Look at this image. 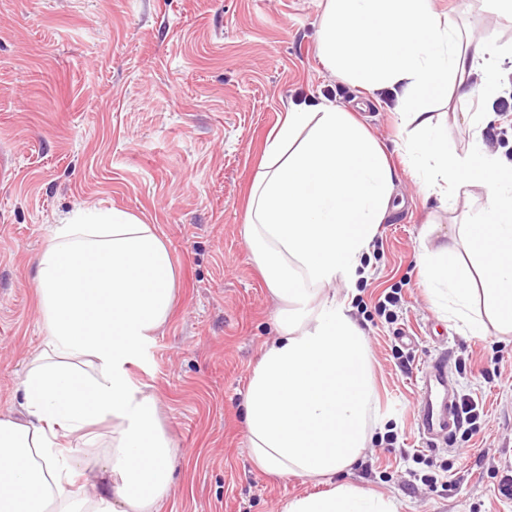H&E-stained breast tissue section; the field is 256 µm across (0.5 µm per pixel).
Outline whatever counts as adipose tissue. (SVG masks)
<instances>
[{
  "mask_svg": "<svg viewBox=\"0 0 512 512\" xmlns=\"http://www.w3.org/2000/svg\"><path fill=\"white\" fill-rule=\"evenodd\" d=\"M431 0H327L320 57L373 94L395 91L413 128L404 149L427 192L452 203L468 189L487 204L420 257L445 318L482 336L473 302L512 333V165L483 139L449 149L433 100L483 73L494 93L512 51L462 38ZM395 176L366 127L332 105L289 107L269 134L250 191L244 239L279 302L244 401L255 464L322 477L360 461L375 386L364 331L348 299L322 297L358 279L390 208ZM44 336L17 387L22 418L0 419V512H158L174 488L178 450L157 400L127 366L167 323L177 276L154 225L121 208L58 220L36 262ZM283 512H396L391 498L347 482L297 496Z\"/></svg>",
  "mask_w": 512,
  "mask_h": 512,
  "instance_id": "1",
  "label": "adipose tissue"
}]
</instances>
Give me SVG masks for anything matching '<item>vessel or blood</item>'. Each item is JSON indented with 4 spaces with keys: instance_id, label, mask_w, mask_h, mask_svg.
<instances>
[{
    "instance_id": "vessel-or-blood-1",
    "label": "vessel or blood",
    "mask_w": 512,
    "mask_h": 512,
    "mask_svg": "<svg viewBox=\"0 0 512 512\" xmlns=\"http://www.w3.org/2000/svg\"><path fill=\"white\" fill-rule=\"evenodd\" d=\"M418 386L416 424L423 438L432 443L456 429L459 421L458 400L448 385L444 359H435L422 369Z\"/></svg>"
}]
</instances>
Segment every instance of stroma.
Instances as JSON below:
<instances>
[{
    "mask_svg": "<svg viewBox=\"0 0 512 512\" xmlns=\"http://www.w3.org/2000/svg\"><path fill=\"white\" fill-rule=\"evenodd\" d=\"M325 0H0V415L17 416L15 389L43 336L36 257L51 224L79 207H118L155 225L178 279L174 310L129 367L155 394L176 442L175 489L159 512H282L328 478L273 476L247 449L243 400L277 305L242 237L264 145L290 104L351 112L395 172L367 279L356 294L378 397L369 443L345 481L384 492L397 512H512V335H464L427 299L417 267L450 225L480 209V194L442 207L412 176L392 104L364 97L318 52ZM461 35L512 47V18L480 0H433ZM468 99L433 102L450 149L499 125L478 76ZM485 113L475 126L469 113ZM398 290L396 324L374 305ZM413 336L395 343V330ZM443 356L457 393L483 401L480 430L432 448L414 421L421 366ZM399 448L384 449L387 433ZM445 467L446 486L411 481V453Z\"/></svg>",
    "mask_w": 512,
    "mask_h": 512,
    "instance_id": "obj_1",
    "label": "stroma"
}]
</instances>
